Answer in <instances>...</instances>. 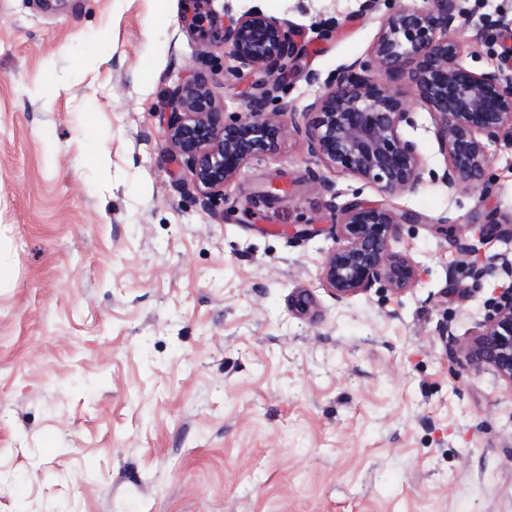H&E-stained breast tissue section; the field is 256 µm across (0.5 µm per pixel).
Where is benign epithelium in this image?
Returning <instances> with one entry per match:
<instances>
[{"label": "benign epithelium", "instance_id": "benign-epithelium-1", "mask_svg": "<svg viewBox=\"0 0 512 512\" xmlns=\"http://www.w3.org/2000/svg\"><path fill=\"white\" fill-rule=\"evenodd\" d=\"M224 48L234 62L229 73L255 75L241 111L228 117L207 77L195 73L177 82L167 97L166 148L185 164L203 205L224 193L252 159L274 153L286 123L305 135L309 153L323 165L347 172L387 194L413 191L425 167L416 144L403 129L416 124V108L434 117L435 136L445 157L438 180L450 190L484 191L491 164L488 146L512 147V77L477 73L463 65L466 38L457 0H427L423 7L402 3L383 20L369 59L355 61L324 81V89L302 111L279 96L283 76L298 49L287 22L255 9L233 14L223 4ZM409 85L413 102L395 87ZM275 101V111H267ZM381 203L358 198L336 214V234L346 244L325 258L321 278L338 301L382 283L402 293L415 282L411 261L392 250L402 224H419ZM480 279L498 272L512 279L506 258L491 267L471 266ZM448 351L466 365L488 367L512 388V286L486 302L473 339L462 346L451 329L442 331Z\"/></svg>", "mask_w": 512, "mask_h": 512}]
</instances>
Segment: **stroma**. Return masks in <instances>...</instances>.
<instances>
[{
    "label": "stroma",
    "instance_id": "35a3bbf8",
    "mask_svg": "<svg viewBox=\"0 0 512 512\" xmlns=\"http://www.w3.org/2000/svg\"><path fill=\"white\" fill-rule=\"evenodd\" d=\"M361 2L233 12L287 22L300 111L368 58L391 3L364 17ZM458 6L465 66L512 76V0ZM203 50L239 111L221 0H0V512H512V388L440 334L468 342L512 285L472 278L457 248L512 258L478 238L512 224V148L490 146L488 193L448 190L417 111L404 135L428 175L390 196L290 128L208 210L164 137L168 91ZM356 197L421 216L394 244L416 266L405 292L340 302L323 285Z\"/></svg>",
    "mask_w": 512,
    "mask_h": 512
}]
</instances>
